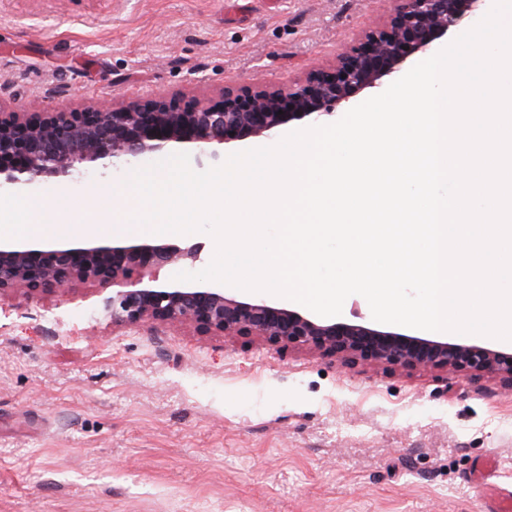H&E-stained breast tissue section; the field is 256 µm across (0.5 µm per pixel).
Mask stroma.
<instances>
[{"label":"stroma","instance_id":"1","mask_svg":"<svg viewBox=\"0 0 512 512\" xmlns=\"http://www.w3.org/2000/svg\"><path fill=\"white\" fill-rule=\"evenodd\" d=\"M392 0H0V104L183 105L334 72ZM127 171L84 165L60 204ZM112 283L0 297V512H488L512 388L193 324L113 325Z\"/></svg>","mask_w":512,"mask_h":512}]
</instances>
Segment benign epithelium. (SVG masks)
<instances>
[{
	"mask_svg": "<svg viewBox=\"0 0 512 512\" xmlns=\"http://www.w3.org/2000/svg\"><path fill=\"white\" fill-rule=\"evenodd\" d=\"M394 16L381 31L364 33V42L336 57L335 76H310L288 87L245 94L224 93L217 106L198 102L180 108L163 97L144 104L90 112H5L0 109V157L24 145L21 160L0 164V191L32 185L44 177L81 174L78 165L100 162L107 168L129 165L188 145L201 152L231 141L268 136L294 120L330 115L367 88L399 71L413 54L456 27L476 0H393ZM203 246L180 248L138 243L112 249L88 243L61 245L35 260L38 249L0 243V292L62 291L73 282L110 279L116 291L105 300L114 325L147 320L192 323L225 336H261L298 348L332 351L355 358V338H371L374 362L492 375L512 387V353L478 345L410 337L359 325L327 324L264 301L244 302L222 288L160 286L156 272L181 259L195 261Z\"/></svg>",
	"mask_w": 512,
	"mask_h": 512,
	"instance_id": "obj_1",
	"label": "benign epithelium"
}]
</instances>
